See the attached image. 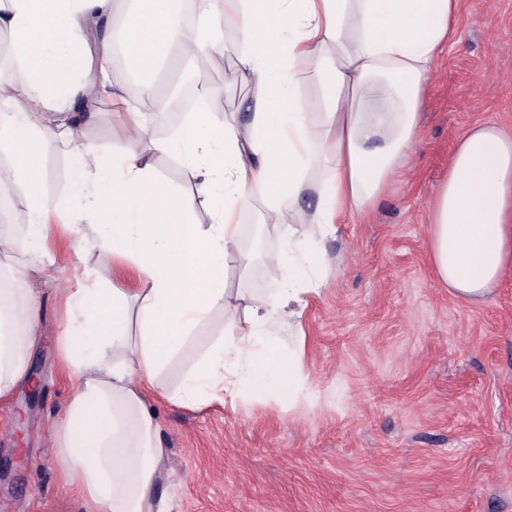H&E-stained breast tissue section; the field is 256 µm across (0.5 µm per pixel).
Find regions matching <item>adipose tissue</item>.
Returning <instances> with one entry per match:
<instances>
[{
  "label": "adipose tissue",
  "mask_w": 512,
  "mask_h": 512,
  "mask_svg": "<svg viewBox=\"0 0 512 512\" xmlns=\"http://www.w3.org/2000/svg\"><path fill=\"white\" fill-rule=\"evenodd\" d=\"M201 23L225 19L242 45L238 77L250 83L249 119L219 121L195 112L158 153L175 157L212 200L211 221L193 223V200L157 175L138 144L143 113H126L127 149L104 163L77 143L72 157L70 231L75 249L95 240L129 263L138 286L125 296L85 281L69 289L73 314L62 336L61 368L76 380L54 432V454L85 512H172L155 487L166 450L148 406L158 396L197 407L243 392L295 398L308 381L298 355L282 358L271 325L301 319L333 266L321 239L351 216L366 217L402 174L417 144L428 79L450 41L460 0H203ZM172 0H135L120 45L129 69L148 78L174 45L198 47ZM114 0H0V31L13 42V77L29 106L0 102V152L9 181L26 195L32 243L27 258L0 268V400L30 379L37 341V290L29 279L43 258L51 208L37 189L42 146L73 139L65 104L88 89L110 95L118 83L107 63L112 44L98 37ZM326 95L319 112L297 96L301 81ZM325 170L313 182L315 170ZM316 192L302 228L288 227L299 199ZM262 195L260 222L287 227L277 256L283 275L264 291L231 290L226 261L238 248L240 215ZM438 281L454 296L486 297L512 272V134L492 121L458 139L448 176L428 206L426 242ZM137 308L138 335L127 333ZM224 312V335L201 337L203 353L175 387L159 382L170 359L213 309Z\"/></svg>",
  "instance_id": "adipose-tissue-1"
}]
</instances>
